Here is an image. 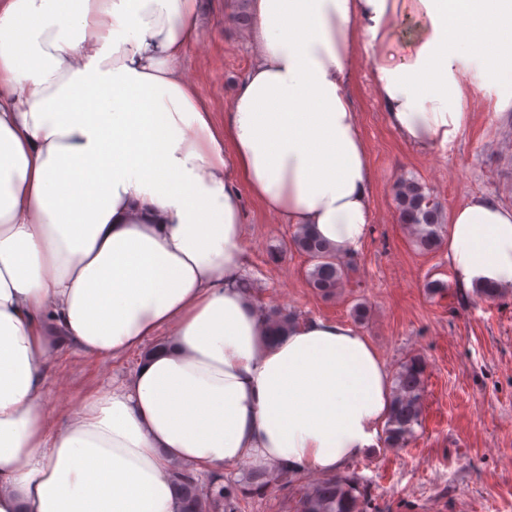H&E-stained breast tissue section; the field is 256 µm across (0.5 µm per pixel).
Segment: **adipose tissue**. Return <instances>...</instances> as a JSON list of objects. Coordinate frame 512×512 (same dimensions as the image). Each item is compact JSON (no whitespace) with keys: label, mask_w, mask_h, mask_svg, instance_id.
<instances>
[{"label":"adipose tissue","mask_w":512,"mask_h":512,"mask_svg":"<svg viewBox=\"0 0 512 512\" xmlns=\"http://www.w3.org/2000/svg\"><path fill=\"white\" fill-rule=\"evenodd\" d=\"M223 124L182 61L198 0H0V512H180L171 472L250 461L333 475L387 425L392 378L350 324L270 341L240 288L243 192L357 256L373 175L355 49L386 122L428 152L473 89L512 77L504 0H247ZM418 21L400 43V19ZM461 288L512 286V206L452 213ZM133 350L127 377L51 405L62 350Z\"/></svg>","instance_id":"ef3b65f1"}]
</instances>
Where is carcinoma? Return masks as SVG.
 <instances>
[{
	"label": "carcinoma",
	"mask_w": 512,
	"mask_h": 512,
	"mask_svg": "<svg viewBox=\"0 0 512 512\" xmlns=\"http://www.w3.org/2000/svg\"><path fill=\"white\" fill-rule=\"evenodd\" d=\"M394 199L402 224L413 235L417 247L431 252L442 244L446 232L441 206L415 179H401L394 187ZM294 247L306 254L313 267L306 274L307 283L323 297L336 295L342 287L345 264L336 248L300 227L292 237ZM268 327L278 333L297 320L286 309L266 311ZM425 396V364L414 355L406 359L394 377L393 407L385 429L389 448H405L414 438L415 427L422 425ZM172 478L178 488L182 512H242V501L264 495L279 482L288 486L296 475L284 467L254 468L243 480L232 481L211 476L203 484L188 468L177 466ZM368 489L355 477L332 475L310 484L299 499L297 512H364Z\"/></svg>",
	"instance_id": "1"
}]
</instances>
